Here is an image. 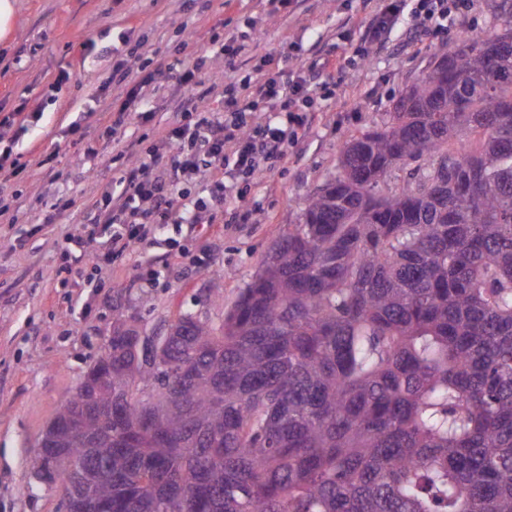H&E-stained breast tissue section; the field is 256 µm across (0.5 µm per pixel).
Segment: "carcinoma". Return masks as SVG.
<instances>
[{"label": "carcinoma", "instance_id": "obj_1", "mask_svg": "<svg viewBox=\"0 0 512 512\" xmlns=\"http://www.w3.org/2000/svg\"><path fill=\"white\" fill-rule=\"evenodd\" d=\"M216 326L118 316L63 444L112 512H512V9L347 138ZM409 170L400 181L396 173Z\"/></svg>", "mask_w": 512, "mask_h": 512}]
</instances>
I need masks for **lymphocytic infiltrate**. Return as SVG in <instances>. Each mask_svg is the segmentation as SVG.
<instances>
[{
  "instance_id": "f902f5d3",
  "label": "lymphocytic infiltrate",
  "mask_w": 512,
  "mask_h": 512,
  "mask_svg": "<svg viewBox=\"0 0 512 512\" xmlns=\"http://www.w3.org/2000/svg\"><path fill=\"white\" fill-rule=\"evenodd\" d=\"M459 7L458 0H384L362 23L360 44L345 63L365 59L369 47L384 44L402 22L411 46H421L428 36L444 31L445 21ZM258 34L253 23L244 30L225 29L221 51L226 59L253 51L259 62L254 74L225 83L220 108L203 107L191 95L209 74L206 56H198L179 78L184 93L175 101L166 133L147 154L133 158L122 147L116 154L114 171L125 196H106L85 206L87 223L111 230L103 251L87 253L92 272L126 256L134 245L156 244L157 232L167 225L215 223L224 205L240 198L241 184L274 170L288 146L305 137L316 119L315 101L332 98L334 75L342 65L327 52L290 65L291 43H283L278 53L264 52ZM112 77L125 84V98L117 106L104 104L100 120L121 146L129 114L152 79H130L120 64ZM266 103L275 114L265 120L259 107ZM170 149L175 152L170 169L157 171L159 158Z\"/></svg>"
}]
</instances>
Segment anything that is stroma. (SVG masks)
Here are the masks:
<instances>
[{
	"label": "stroma",
	"instance_id": "obj_1",
	"mask_svg": "<svg viewBox=\"0 0 512 512\" xmlns=\"http://www.w3.org/2000/svg\"><path fill=\"white\" fill-rule=\"evenodd\" d=\"M500 0H466L450 36L428 38L421 49L408 46L403 27L374 50L370 60L345 67L326 110L285 161L255 179L240 209L249 223L223 224L186 240V253L169 263L142 264L154 248L134 247L104 266L99 287L85 279V262L66 254V239L89 236V251L100 250L103 228L82 222L87 201L122 195L112 174V139L86 121L79 133L66 129L78 113L93 109L99 86L111 83L124 62L133 78L153 74L154 89L143 100L150 121L131 118L128 140L148 150L165 133L178 78L193 62L194 46H207L213 27L232 20L256 21L264 50L283 42L309 59L317 50L337 58L358 45L362 0H291L267 14L261 0H15L13 30L0 42V117L21 107H40L43 117L24 135L0 127L15 139L21 162L43 160L11 187L10 209L0 217V512H63L60 488L35 478L29 461L57 410L73 395L87 367L101 354L117 314L134 317L149 333L163 332L179 314L192 312L221 323L257 272L307 196L333 177L343 142L372 128L427 67L434 54L453 47L458 32L485 33ZM168 66L158 69V58ZM66 82H58L60 70ZM70 201L68 210L45 223L41 203Z\"/></svg>",
	"mask_w": 512,
	"mask_h": 512
}]
</instances>
